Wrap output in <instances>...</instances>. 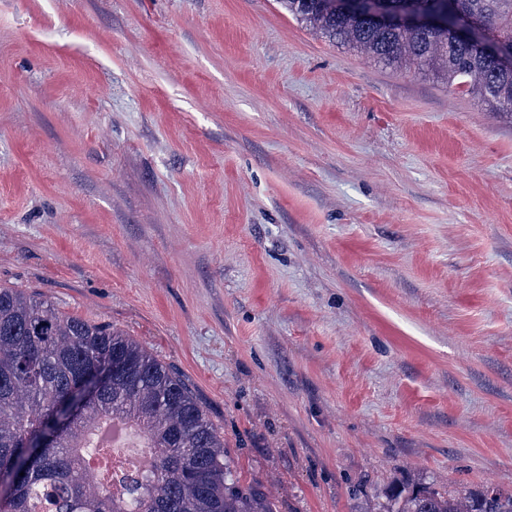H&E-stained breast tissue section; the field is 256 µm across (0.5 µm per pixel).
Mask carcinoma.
<instances>
[{"instance_id": "carcinoma-1", "label": "carcinoma", "mask_w": 512, "mask_h": 512, "mask_svg": "<svg viewBox=\"0 0 512 512\" xmlns=\"http://www.w3.org/2000/svg\"><path fill=\"white\" fill-rule=\"evenodd\" d=\"M330 42L400 71H430L499 112H512V68L455 42L460 14L486 21L512 48V0H391L441 26L375 28L366 6L344 0H278ZM120 425L150 449L146 465L121 475L111 447ZM0 512H278L263 484H242L224 436L179 375L110 324L60 312L48 301L0 288ZM362 512H512V490L431 483L398 490Z\"/></svg>"}]
</instances>
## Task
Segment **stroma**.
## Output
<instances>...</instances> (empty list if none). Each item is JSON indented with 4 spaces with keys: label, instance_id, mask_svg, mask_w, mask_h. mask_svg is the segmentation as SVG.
<instances>
[{
    "label": "stroma",
    "instance_id": "1",
    "mask_svg": "<svg viewBox=\"0 0 512 512\" xmlns=\"http://www.w3.org/2000/svg\"><path fill=\"white\" fill-rule=\"evenodd\" d=\"M0 287L174 368L280 512L512 489V112L277 0H0Z\"/></svg>",
    "mask_w": 512,
    "mask_h": 512
}]
</instances>
